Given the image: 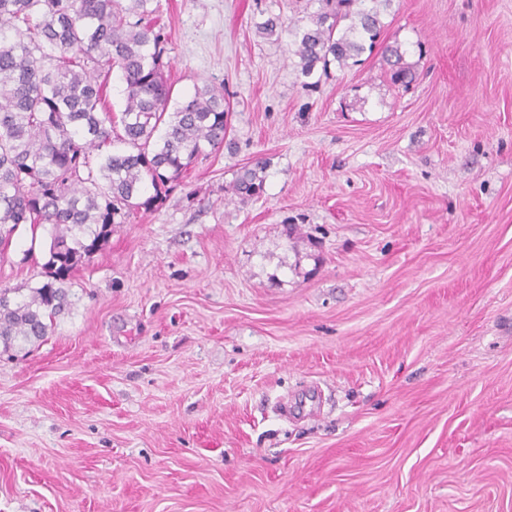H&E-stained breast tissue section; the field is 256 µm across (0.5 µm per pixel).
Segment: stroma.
Masks as SVG:
<instances>
[{
  "label": "stroma",
  "mask_w": 512,
  "mask_h": 512,
  "mask_svg": "<svg viewBox=\"0 0 512 512\" xmlns=\"http://www.w3.org/2000/svg\"><path fill=\"white\" fill-rule=\"evenodd\" d=\"M153 5L226 144L0 354V512H512V0H391L406 88L377 52L308 83L258 33L316 0ZM49 243L20 227L0 288ZM267 163L257 160L251 167H244L230 189L231 200L236 197L240 202L258 198L264 191Z\"/></svg>",
  "instance_id": "obj_1"
}]
</instances>
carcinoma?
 Here are the masks:
<instances>
[{
	"label": "carcinoma",
	"mask_w": 512,
	"mask_h": 512,
	"mask_svg": "<svg viewBox=\"0 0 512 512\" xmlns=\"http://www.w3.org/2000/svg\"><path fill=\"white\" fill-rule=\"evenodd\" d=\"M152 0H0V254L21 226H52L46 281L19 297L0 288V347L45 341L71 306L66 284L112 224L149 211L206 149L224 146V94L204 83L172 104L167 39L148 17ZM390 0H322L307 25L269 15L267 37H293L301 74L340 67L374 47ZM384 53L393 83L411 76L397 47ZM124 108L106 109L113 69ZM267 163L243 168L241 202L264 191ZM152 187L153 194L146 195Z\"/></svg>",
	"instance_id": "carcinoma-1"
}]
</instances>
